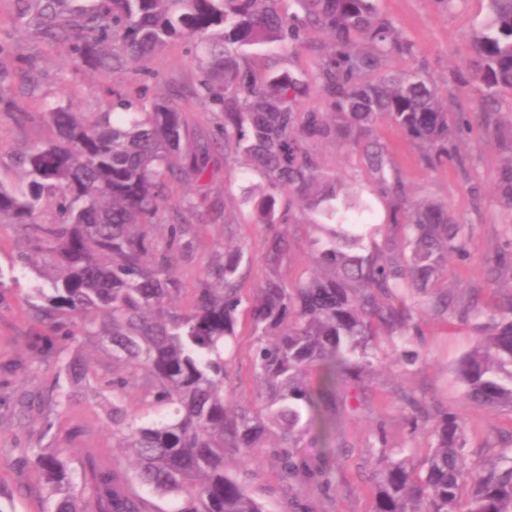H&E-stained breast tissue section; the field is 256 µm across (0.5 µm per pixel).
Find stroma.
I'll list each match as a JSON object with an SVG mask.
<instances>
[{
  "instance_id": "stroma-1",
  "label": "stroma",
  "mask_w": 512,
  "mask_h": 512,
  "mask_svg": "<svg viewBox=\"0 0 512 512\" xmlns=\"http://www.w3.org/2000/svg\"><path fill=\"white\" fill-rule=\"evenodd\" d=\"M379 14L392 21L414 45L413 57L392 58L388 66L424 68L441 88L452 91L459 105L476 102L471 85L463 83L467 71L461 63L467 52V36L485 17L483 0H456L446 8L442 0H375ZM17 0H0V91L23 107L26 117L16 121L0 114V182L21 189L26 185L17 156L46 140L51 130L41 113L43 104L73 101L81 112L105 111L113 91L129 85H146L148 97L189 93L196 78L192 46L177 43L152 56L145 71L108 78L88 76L65 56L61 48L29 33L18 17ZM391 158L402 171L411 194L428 192L447 204L450 211L471 224L465 258L451 259L439 282L441 290L473 294L476 313L512 298V264L497 265L500 254H512V227L493 192L502 156L498 141L479 133L465 140V168L447 162L426 169L416 149L391 126L381 125ZM262 224H242L237 242L246 245L249 262L244 290L259 285L267 271ZM27 244L19 230L0 224V367L14 366V373L0 374V488L13 498L15 512H45L46 491L35 464L41 449L61 448L74 474H81L88 458L127 464L126 452L112 437L108 408L112 391L104 384L112 376V364L99 342L84 338L59 340L53 352L36 356L29 344L43 327L30 308L36 291L48 287L49 262L25 264ZM224 253V228L219 224L195 227L192 256L177 264L175 275L182 288L181 306H189L198 282L213 260ZM230 356L229 370L237 395L252 397L255 383L251 372L253 338L247 325ZM477 343L471 322L426 317L419 332L408 339L387 336L382 340L386 354L409 349L419 359L407 371L380 362L375 372L360 382L339 383L333 433L341 446L331 462L333 490L324 496L314 484L283 479L274 456V441H265L254 451L256 473L251 483L254 494L268 512H282L283 501L298 497L309 512H372L375 506L373 478L368 467L379 436L389 446L410 448L423 456L430 441L424 428L415 426L406 404L414 397L426 411L438 409L466 412L467 448L473 460L488 458L500 442L512 435V413L478 405H464V388L455 367ZM73 359L90 366L80 383H65L64 367ZM61 384L68 395L54 420L46 428L45 411L19 410L15 393L43 394Z\"/></svg>"
}]
</instances>
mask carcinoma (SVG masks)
Wrapping results in <instances>:
<instances>
[{"label": "carcinoma", "mask_w": 512, "mask_h": 512, "mask_svg": "<svg viewBox=\"0 0 512 512\" xmlns=\"http://www.w3.org/2000/svg\"><path fill=\"white\" fill-rule=\"evenodd\" d=\"M486 2L463 59L477 104L454 112L424 70L388 67L413 45L375 0H18L23 24L89 72L141 71L175 43L200 45L194 95L222 118L216 132L193 131L174 97L149 104L134 85L113 94L108 112L47 104L53 136L17 159L26 190L0 183V224L21 227L56 270L51 287L36 289L46 333L31 348L48 351L78 330L110 347L112 436L133 461L130 472L93 462L78 487L62 453L38 454L50 512H153L139 486L180 500L177 512H266L250 491V461L269 435L279 439L283 477L330 490V469L311 468L295 448L314 415L331 425L337 381L364 377L382 355L381 337L418 333L424 313L467 321L473 307L470 296L429 294L448 258L464 254L469 227L429 193L408 194L381 123L431 170L448 159L465 165L459 144L494 128L507 152L496 194L512 218V113L504 122L499 110L512 96V0ZM313 30L323 42L311 83L284 65L282 51L307 44ZM312 92L323 109H302ZM328 141L360 157L364 187L344 190L319 151ZM221 156L241 164L236 209L268 226L267 274L248 295L245 248L227 244L239 220L189 204L164 223L172 182L194 183L206 201ZM376 200L385 203L380 223ZM48 202L57 220L40 224ZM219 222L224 256L184 310L175 266L191 256L193 226ZM290 224L310 228L295 280L282 274ZM383 228L396 235L377 241ZM242 314L257 391L241 400L227 388L224 354ZM473 329L478 344L455 368L465 401L511 408L512 299ZM141 370L149 383L136 423L125 399ZM65 399L20 402L51 410ZM423 424L432 444L421 458L379 437L374 512H512V443L476 464L464 409Z\"/></svg>", "instance_id": "1"}]
</instances>
